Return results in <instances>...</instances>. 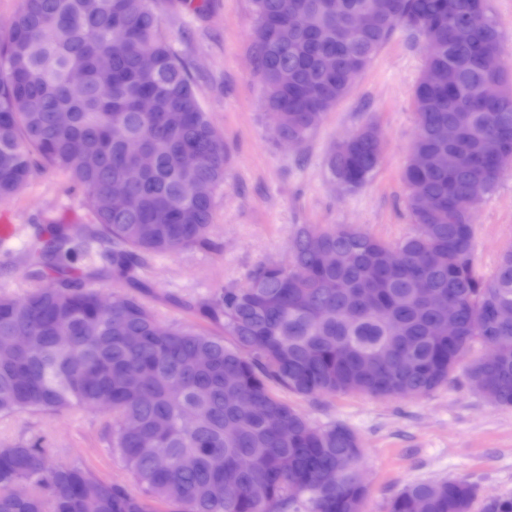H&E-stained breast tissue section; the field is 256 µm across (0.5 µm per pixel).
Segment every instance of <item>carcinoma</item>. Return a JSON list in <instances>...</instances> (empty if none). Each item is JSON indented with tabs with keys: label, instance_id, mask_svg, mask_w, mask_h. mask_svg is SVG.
Here are the masks:
<instances>
[{
	"label": "carcinoma",
	"instance_id": "cac0c4a2",
	"mask_svg": "<svg viewBox=\"0 0 512 512\" xmlns=\"http://www.w3.org/2000/svg\"><path fill=\"white\" fill-rule=\"evenodd\" d=\"M255 69L265 117L279 140L304 144L396 30L436 45L418 84V133L403 170L415 231L392 245L351 224H302L286 265L259 264L241 287L184 306L231 342L162 323L149 303L150 258L210 246L214 193L224 184V138L210 124L183 63L159 32L151 0H23L0 43V200L32 177L34 157L67 171L93 225L40 224L24 277L54 288L0 296V417L112 402L110 446L140 491L42 448L0 446V512H362V449L344 424L320 428L277 384L302 397L361 394L401 399L448 383L474 345L493 351L467 370L475 391L512 406V251L491 279L474 269L479 205L512 163V77L482 69L509 54L489 0H252ZM296 11L309 24L294 30ZM375 22L349 31L352 16ZM150 53L156 67L142 68ZM81 72L78 85L70 74ZM443 127L453 138L440 135ZM136 142L153 155L137 169ZM199 156L184 168L180 156ZM382 139L369 122L331 150L327 165L348 190L379 167ZM456 164L443 168L439 156ZM127 184L118 206L109 188ZM103 239L109 269L73 264ZM336 253V264L322 263ZM88 277L127 288L98 307ZM428 288L448 300L421 297ZM458 319V335L442 325ZM23 333L26 349L4 337ZM239 431L228 437L227 424ZM464 479L413 484L388 512H472ZM481 512H512V497Z\"/></svg>",
	"mask_w": 512,
	"mask_h": 512
}]
</instances>
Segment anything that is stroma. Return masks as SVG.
Listing matches in <instances>:
<instances>
[{"label": "stroma", "instance_id": "1", "mask_svg": "<svg viewBox=\"0 0 512 512\" xmlns=\"http://www.w3.org/2000/svg\"><path fill=\"white\" fill-rule=\"evenodd\" d=\"M153 7L162 36L185 62L227 150L210 247L152 262L150 303L162 321L220 335L219 327L172 303L170 294L199 298L244 284L258 264L287 263L298 225L352 224L391 244L413 232L402 173L417 134L413 92L423 67V43L395 32L317 131L290 148L275 138L265 119L263 85L250 61L251 0H154ZM371 120L382 134L380 165L364 186L340 191L328 172V155ZM2 212L15 231L0 240V296L19 297L31 287L21 273L27 227L94 221L81 189L49 165L38 166L17 195L0 201ZM473 247L475 270L485 279L512 250V167L477 210ZM287 400L315 425L342 423L357 434L369 489L364 512H387L389 500L409 485L460 477L475 486L478 499L512 495V406L490 403L469 387L463 372L422 397L291 394ZM111 425L99 408L24 412L0 418V446L38 440L53 460L128 486L132 477L110 449Z\"/></svg>", "mask_w": 512, "mask_h": 512}]
</instances>
